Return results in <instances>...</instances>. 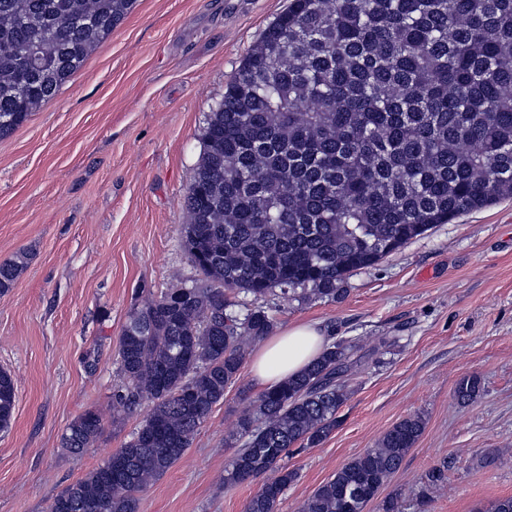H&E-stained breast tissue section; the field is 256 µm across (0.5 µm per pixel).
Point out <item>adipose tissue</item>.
Wrapping results in <instances>:
<instances>
[{
	"instance_id": "adipose-tissue-1",
	"label": "adipose tissue",
	"mask_w": 512,
	"mask_h": 512,
	"mask_svg": "<svg viewBox=\"0 0 512 512\" xmlns=\"http://www.w3.org/2000/svg\"><path fill=\"white\" fill-rule=\"evenodd\" d=\"M326 344L323 329L315 322L283 328L254 355L250 368L258 388L268 389L299 373Z\"/></svg>"
}]
</instances>
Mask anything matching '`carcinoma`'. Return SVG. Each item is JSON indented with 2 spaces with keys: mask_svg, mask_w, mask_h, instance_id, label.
Segmentation results:
<instances>
[{
  "mask_svg": "<svg viewBox=\"0 0 512 512\" xmlns=\"http://www.w3.org/2000/svg\"><path fill=\"white\" fill-rule=\"evenodd\" d=\"M135 0H0V138L52 100ZM44 62L30 60L32 46ZM512 199V0H290L209 112L184 197L183 246L199 278L133 309L119 338L120 411L151 405L132 439L57 495L50 512H138L140 494L190 448L274 321L227 292L339 299L348 276L436 224ZM24 256L0 263V293ZM353 344L335 340L258 394L224 483L270 475L246 512H276L295 445L321 444L348 398ZM479 380L456 386L474 401ZM15 385L0 370V431ZM424 429L396 423L301 512H365ZM101 416L66 428L73 454Z\"/></svg>",
  "mask_w": 512,
  "mask_h": 512,
  "instance_id": "carcinoma-1",
  "label": "carcinoma"
}]
</instances>
